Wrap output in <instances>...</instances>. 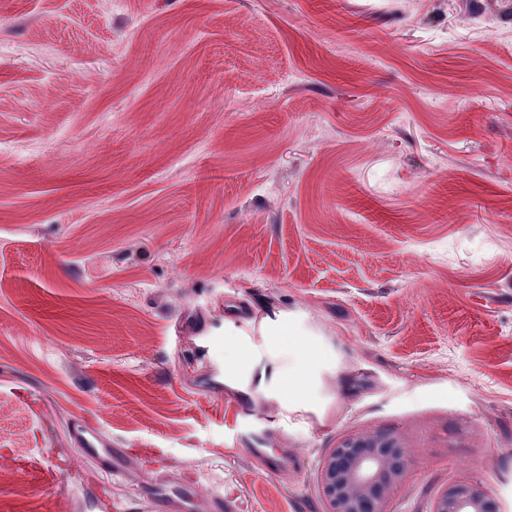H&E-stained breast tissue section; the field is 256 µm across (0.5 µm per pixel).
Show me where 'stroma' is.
Here are the masks:
<instances>
[{
    "label": "stroma",
    "mask_w": 512,
    "mask_h": 512,
    "mask_svg": "<svg viewBox=\"0 0 512 512\" xmlns=\"http://www.w3.org/2000/svg\"><path fill=\"white\" fill-rule=\"evenodd\" d=\"M281 317L288 425L209 346ZM379 430L512 512V0H0V512H323ZM78 437L79 450L82 454L96 458L99 463L112 474H122L118 464V451L108 448L104 440L94 431L88 430L81 422L74 425Z\"/></svg>",
    "instance_id": "obj_1"
}]
</instances>
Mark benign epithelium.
<instances>
[{"mask_svg":"<svg viewBox=\"0 0 512 512\" xmlns=\"http://www.w3.org/2000/svg\"><path fill=\"white\" fill-rule=\"evenodd\" d=\"M410 474L408 444L399 434H345L321 457L316 482L323 512H394L393 497ZM428 512H500L492 494L466 480L441 491Z\"/></svg>","mask_w":512,"mask_h":512,"instance_id":"1","label":"benign epithelium"}]
</instances>
